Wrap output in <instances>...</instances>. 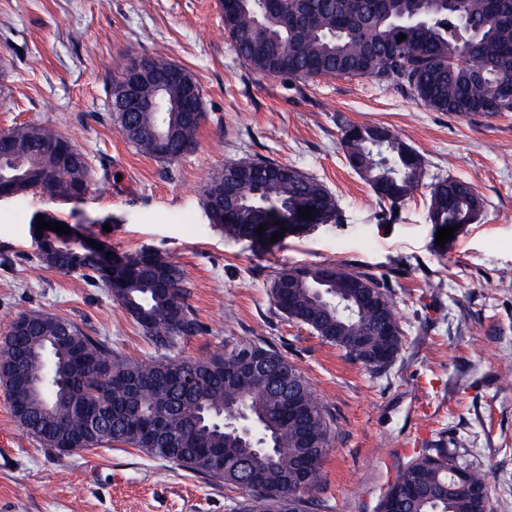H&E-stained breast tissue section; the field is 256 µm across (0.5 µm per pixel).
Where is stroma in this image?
<instances>
[{
	"mask_svg": "<svg viewBox=\"0 0 512 512\" xmlns=\"http://www.w3.org/2000/svg\"><path fill=\"white\" fill-rule=\"evenodd\" d=\"M178 64L205 114L195 149L169 165L137 153L112 123L125 57ZM43 125L73 138L94 170L85 199L40 190L0 200V341L33 310L80 324L118 354L155 356L104 286L53 270L32 276L31 225L47 214L119 253L158 252L188 276L199 331L180 356L266 342L294 363L334 418L307 512H379L398 467L439 444L480 471L490 512H512V112L453 116L406 89L358 76L288 82L250 71L224 30L221 0H0V129ZM350 125L387 128L425 177L398 209L345 162ZM322 181L345 219L270 250L208 220L210 174L241 157ZM469 183L476 223L437 244L427 214L436 179ZM336 263L384 283L400 317L395 361L374 369L282 314L279 269ZM239 490L124 445L60 455L14 419L0 388V512H238Z\"/></svg>",
	"mask_w": 512,
	"mask_h": 512,
	"instance_id": "1",
	"label": "stroma"
}]
</instances>
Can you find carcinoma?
Instances as JSON below:
<instances>
[{"instance_id":"1","label":"carcinoma","mask_w":512,"mask_h":512,"mask_svg":"<svg viewBox=\"0 0 512 512\" xmlns=\"http://www.w3.org/2000/svg\"><path fill=\"white\" fill-rule=\"evenodd\" d=\"M224 30L238 57L253 73L288 80L363 76L409 89L425 106L451 115L512 112V99L497 88L512 77V0H462L461 7L440 5L426 13L425 0H223ZM405 35L399 41L397 37ZM180 78L162 90L147 87L135 112L112 110V122L137 151L170 165L197 143L201 121L184 111ZM383 127L355 126L344 131L348 166L369 184L379 201L395 206L419 181L421 156ZM8 144L0 158V196L46 190L68 200L82 199L92 186L87 166L62 164L78 154L74 142L32 124L0 130ZM313 208L332 224L342 222L336 197L319 180L300 170L249 157L214 170L203 191L211 223L236 241L257 237L253 245L280 240L278 215L299 219ZM483 200L466 182L441 178L427 204L435 227L472 224ZM71 252L40 247L29 265L78 273L91 286L103 283L144 337L162 351L155 360L123 358L71 320L43 311L19 316L11 346L0 348V369L12 368L11 382L0 384L13 399L18 424L45 448L72 452L120 443L178 466L238 487L236 463L246 458L259 488L247 492L241 512H301L304 495L318 488L320 466L328 454L332 417L302 372L270 345L238 343L224 353L196 360L176 356L182 340L198 332L186 302V272L156 252L107 254L91 233ZM274 305L289 319L370 364L367 351L347 349L353 336L397 357L402 336L382 335L381 319L400 328L389 290L376 279L338 264L284 267L271 284ZM258 355L278 365L275 393L249 376L232 381L241 355ZM244 407L273 450L270 463L243 439L224 416ZM316 456V464L304 465ZM446 448H425L404 465L388 486L380 509L407 489L404 512H478L475 493L459 488Z\"/></svg>"}]
</instances>
